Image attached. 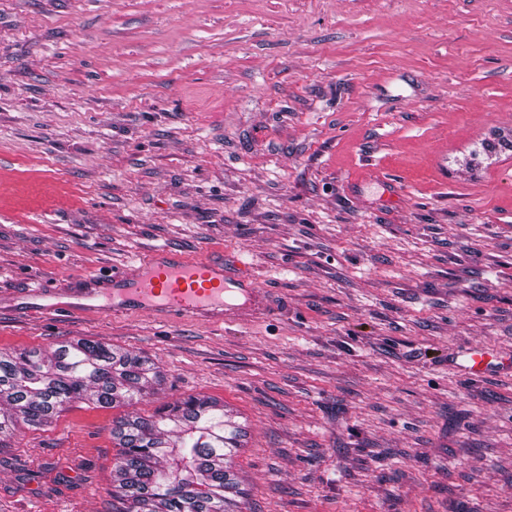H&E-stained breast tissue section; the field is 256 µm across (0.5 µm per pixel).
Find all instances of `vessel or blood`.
<instances>
[{"label":"vessel or blood","instance_id":"1","mask_svg":"<svg viewBox=\"0 0 512 512\" xmlns=\"http://www.w3.org/2000/svg\"><path fill=\"white\" fill-rule=\"evenodd\" d=\"M15 307L21 313H122L215 326L253 322L275 310L269 289L257 281L248 261L237 256L188 259L164 247L127 270L86 279L79 288L23 293ZM460 367L475 383L503 371L512 373L511 360L484 347L470 349Z\"/></svg>","mask_w":512,"mask_h":512}]
</instances>
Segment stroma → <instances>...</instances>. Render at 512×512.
<instances>
[{
  "label": "stroma",
  "mask_w": 512,
  "mask_h": 512,
  "mask_svg": "<svg viewBox=\"0 0 512 512\" xmlns=\"http://www.w3.org/2000/svg\"><path fill=\"white\" fill-rule=\"evenodd\" d=\"M512 0H0V352L90 339L157 393L0 448V512H117L114 421L246 435L242 512H512ZM159 247L246 251L245 327L15 312ZM462 374L473 383H480L487 377L507 371L512 373L511 359H505L497 350L484 347L471 348L463 357Z\"/></svg>",
  "instance_id": "obj_1"
}]
</instances>
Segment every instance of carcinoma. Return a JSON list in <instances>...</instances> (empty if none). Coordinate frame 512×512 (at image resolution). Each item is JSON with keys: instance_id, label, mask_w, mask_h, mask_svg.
Here are the masks:
<instances>
[{"instance_id": "1", "label": "carcinoma", "mask_w": 512, "mask_h": 512, "mask_svg": "<svg viewBox=\"0 0 512 512\" xmlns=\"http://www.w3.org/2000/svg\"><path fill=\"white\" fill-rule=\"evenodd\" d=\"M163 381L156 363L93 340L0 352V447L69 404H130ZM241 436L240 424L204 396L147 417L119 418L112 427L119 448L112 479L120 512H240L243 491L232 463Z\"/></svg>"}]
</instances>
